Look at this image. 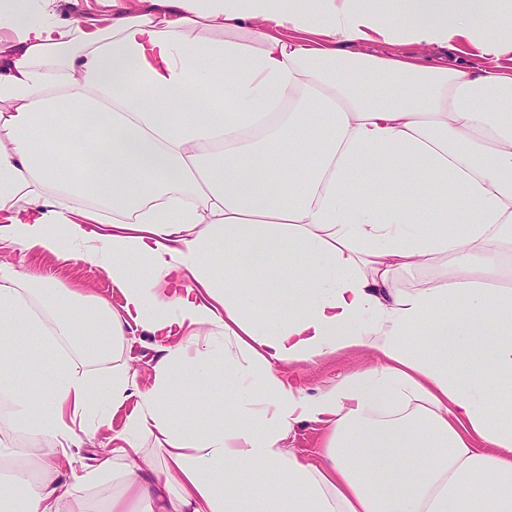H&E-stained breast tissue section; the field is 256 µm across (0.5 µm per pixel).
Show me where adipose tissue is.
<instances>
[{"mask_svg": "<svg viewBox=\"0 0 512 512\" xmlns=\"http://www.w3.org/2000/svg\"><path fill=\"white\" fill-rule=\"evenodd\" d=\"M101 2L99 23L0 0V243L101 266L124 297L0 263V397L45 443L35 481L0 447V501L88 512L110 476L109 512H244L261 478L271 512H512V68L458 60L512 56V0ZM424 265L436 287H398ZM133 323L176 339L154 383L86 378ZM33 336L35 389L12 355ZM353 348L378 364L314 396L277 372ZM186 388L223 391V419L173 412ZM129 403L110 450L74 456ZM302 423L318 461L286 447ZM118 490L116 482L112 478L103 483L86 490L83 495L87 501L88 507L93 512H106V507L112 502V494Z\"/></svg>", "mask_w": 512, "mask_h": 512, "instance_id": "adipose-tissue-1", "label": "adipose tissue"}]
</instances>
